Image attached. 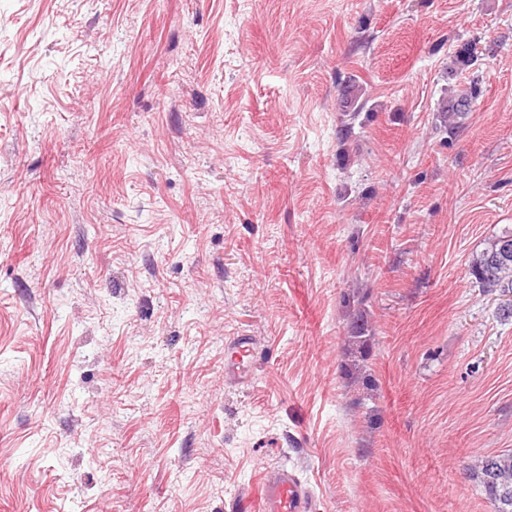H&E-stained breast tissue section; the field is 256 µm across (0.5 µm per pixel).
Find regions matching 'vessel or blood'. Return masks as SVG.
<instances>
[{
    "instance_id": "vessel-or-blood-1",
    "label": "vessel or blood",
    "mask_w": 512,
    "mask_h": 512,
    "mask_svg": "<svg viewBox=\"0 0 512 512\" xmlns=\"http://www.w3.org/2000/svg\"><path fill=\"white\" fill-rule=\"evenodd\" d=\"M254 350L255 344L248 336H238L226 343L224 377L227 381L239 386L252 381ZM260 501V512H315L316 509L313 491L295 468L285 465L265 472Z\"/></svg>"
}]
</instances>
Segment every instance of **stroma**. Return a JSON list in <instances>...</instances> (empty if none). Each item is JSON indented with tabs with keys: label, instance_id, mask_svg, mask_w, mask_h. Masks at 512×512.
Instances as JSON below:
<instances>
[{
	"label": "stroma",
	"instance_id": "1",
	"mask_svg": "<svg viewBox=\"0 0 512 512\" xmlns=\"http://www.w3.org/2000/svg\"><path fill=\"white\" fill-rule=\"evenodd\" d=\"M508 227L512 0H0V512H494ZM478 94V80L473 79L468 88L460 90L457 94L448 98V108L446 110L448 115H446V118L448 119V131L450 133H453L457 128V118L470 110L471 104ZM508 256L502 253L504 244ZM470 274L484 292L502 297L512 293V230H504L490 239L485 247L476 251L469 262ZM255 343L249 336H237L225 344L224 378L239 386L248 385L252 379L251 359ZM260 512H313L316 500L295 468L283 465L266 470Z\"/></svg>",
	"mask_w": 512,
	"mask_h": 512
}]
</instances>
